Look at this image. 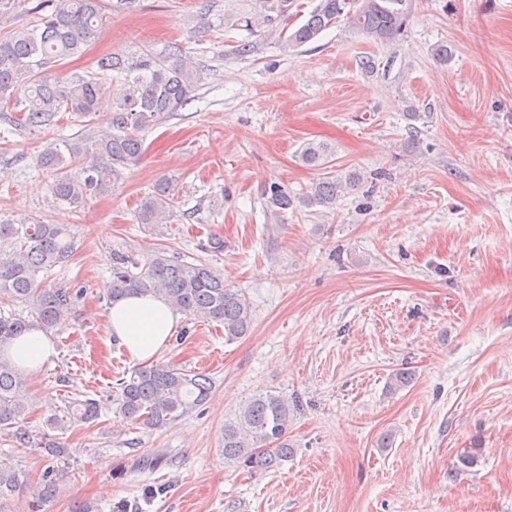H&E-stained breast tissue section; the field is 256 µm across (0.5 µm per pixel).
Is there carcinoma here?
Here are the masks:
<instances>
[{"mask_svg": "<svg viewBox=\"0 0 512 512\" xmlns=\"http://www.w3.org/2000/svg\"><path fill=\"white\" fill-rule=\"evenodd\" d=\"M25 2L0 0V105L18 114L14 123L19 126L48 125L60 112L84 123V133L65 142L66 151L50 147L39 155L42 167L63 170L51 187L56 202L79 209L92 197L112 193L123 180L124 171L141 159L143 134L161 115L185 108L196 97L202 76L179 57L180 49L176 48L166 58L147 50L104 55L83 73L55 80L50 71L82 54L96 39L103 25L104 0H38L31 8L33 25L8 29L11 16ZM294 3L253 0L249 11L224 20V24L251 35L262 28L265 35L277 37L282 49L294 51L340 22L374 44L393 43L407 31L412 11V0H318L307 17L290 28L288 18ZM110 83L120 84L121 91L112 98L108 130L96 135L92 128L97 103ZM332 154L326 143L307 142L299 151V160L309 167L326 169ZM362 182L363 176L355 170L330 172L313 182L302 196L273 182L264 189V205L275 216L301 206L331 210L341 196ZM174 203L170 182H161L141 200L137 220L157 224L173 211ZM74 248V236L63 224L0 220V300L23 302L30 312L27 319L0 314V431H7L14 447L41 448L52 461L65 458L67 449L50 432L66 431L75 422L97 420L99 403L89 397L72 399L62 413L47 418L48 431L34 440L26 426L32 402L8 349L24 329H52L73 312V289L48 286L39 274L46 275L66 263ZM131 265L126 257L116 258L108 287L110 303L129 295H150L189 317L222 324L228 341L250 333V303L207 263L188 262L162 249L139 272H133ZM116 386V411L132 424L160 431L202 407L212 379L205 373L158 361L131 370ZM293 410L294 402L283 394L260 391L249 397L235 419L224 423V461L258 470L281 465L292 454L286 430ZM54 472L49 469L42 483L30 489L32 505L38 507L55 495ZM24 488L26 483L12 464L0 460V506Z\"/></svg>", "mask_w": 512, "mask_h": 512, "instance_id": "cac0c4a2", "label": "carcinoma"}]
</instances>
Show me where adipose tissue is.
Instances as JSON below:
<instances>
[{
	"mask_svg": "<svg viewBox=\"0 0 512 512\" xmlns=\"http://www.w3.org/2000/svg\"><path fill=\"white\" fill-rule=\"evenodd\" d=\"M181 318L164 300L131 296L113 305L106 316V330L125 348L130 361L149 363L164 349ZM56 346L43 330L32 327L17 337L10 356L27 376H35L51 364Z\"/></svg>",
	"mask_w": 512,
	"mask_h": 512,
	"instance_id": "ef3b65f1",
	"label": "adipose tissue"
}]
</instances>
